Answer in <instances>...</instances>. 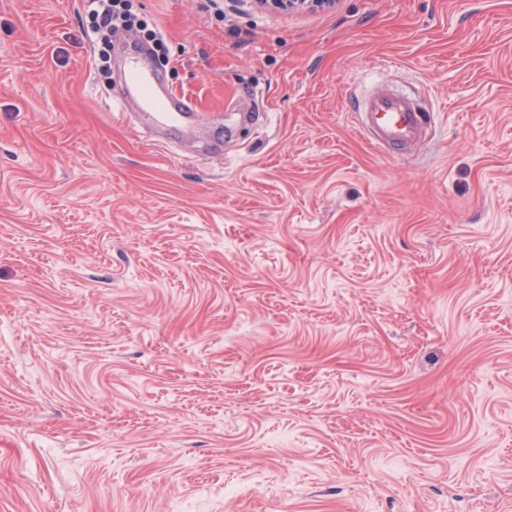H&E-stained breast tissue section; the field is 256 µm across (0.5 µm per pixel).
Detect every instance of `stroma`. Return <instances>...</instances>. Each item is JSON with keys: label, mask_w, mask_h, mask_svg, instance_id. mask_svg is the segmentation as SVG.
I'll use <instances>...</instances> for the list:
<instances>
[{"label": "stroma", "mask_w": 512, "mask_h": 512, "mask_svg": "<svg viewBox=\"0 0 512 512\" xmlns=\"http://www.w3.org/2000/svg\"><path fill=\"white\" fill-rule=\"evenodd\" d=\"M135 5L196 135L0 0V512H512V0ZM260 4L270 10L288 13L301 10H313L329 7L335 0H259ZM357 123L377 148L405 151L420 143L427 133V113L416 99L380 85L366 98L353 101Z\"/></svg>", "instance_id": "obj_1"}]
</instances>
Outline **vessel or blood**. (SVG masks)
<instances>
[{"mask_svg": "<svg viewBox=\"0 0 512 512\" xmlns=\"http://www.w3.org/2000/svg\"><path fill=\"white\" fill-rule=\"evenodd\" d=\"M125 68L128 82L123 95L112 105L114 111L138 101L143 109L142 120L159 132L194 117L196 107L192 101L164 85L156 69L146 66L143 56L127 57ZM353 110L359 127L376 147L403 151L426 136L427 114L419 102L388 85H380L368 97L355 99Z\"/></svg>", "mask_w": 512, "mask_h": 512, "instance_id": "1", "label": "vessel or blood"}]
</instances>
